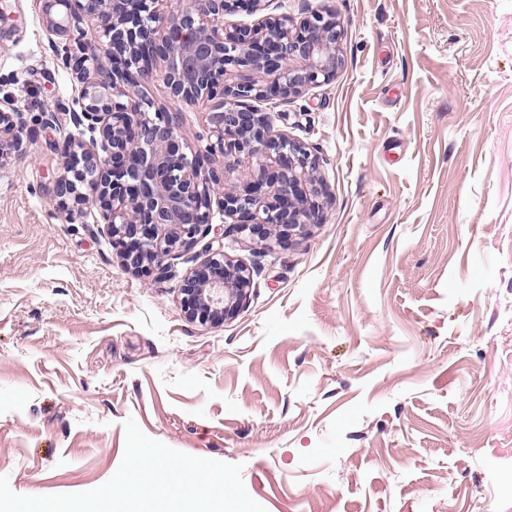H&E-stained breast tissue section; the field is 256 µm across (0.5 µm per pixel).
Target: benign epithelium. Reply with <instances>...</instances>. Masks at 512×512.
<instances>
[{
	"instance_id": "1",
	"label": "benign epithelium",
	"mask_w": 512,
	"mask_h": 512,
	"mask_svg": "<svg viewBox=\"0 0 512 512\" xmlns=\"http://www.w3.org/2000/svg\"><path fill=\"white\" fill-rule=\"evenodd\" d=\"M66 17L52 22L65 35L85 17L97 20L98 48L77 38L54 46L58 61L80 88L72 119L94 137L69 138L65 173L54 181L56 208L69 213L98 208L129 272H171L170 260L211 231L212 205L236 217V232L280 246L276 229L305 234L323 223V187L313 172L317 157L276 129L260 102L301 94L329 82L340 59V21L313 13L293 24L266 18L224 25V16L257 10L260 0H189L165 13V0H53ZM162 63L173 103L218 100L209 113L206 153L189 150L175 130L180 113L157 106L140 90ZM23 113L0 100V166L22 146ZM224 157V172L205 167ZM256 178L240 190L226 173L244 162ZM248 268L216 249L181 281L183 317L219 325L244 306Z\"/></svg>"
}]
</instances>
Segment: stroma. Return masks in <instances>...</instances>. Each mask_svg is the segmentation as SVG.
Masks as SVG:
<instances>
[{
    "label": "stroma",
    "mask_w": 512,
    "mask_h": 512,
    "mask_svg": "<svg viewBox=\"0 0 512 512\" xmlns=\"http://www.w3.org/2000/svg\"><path fill=\"white\" fill-rule=\"evenodd\" d=\"M0 475L19 495L107 482L127 419L242 467L266 512H512V0H261L226 24L335 13L342 65L276 104L319 158L324 221L286 246L213 208L169 278L132 275L98 211L52 200L78 83L45 0H0ZM56 116L45 124L44 113ZM251 272L219 326L182 278L215 231ZM25 129L23 113L14 106L11 98L0 100V166L18 152L22 146Z\"/></svg>",
    "instance_id": "obj_1"
}]
</instances>
